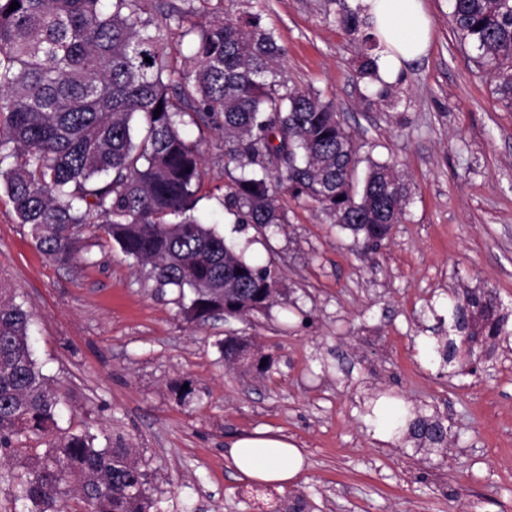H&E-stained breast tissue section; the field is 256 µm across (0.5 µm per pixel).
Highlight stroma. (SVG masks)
I'll use <instances>...</instances> for the list:
<instances>
[{"label": "stroma", "instance_id": "35a3bbf8", "mask_svg": "<svg viewBox=\"0 0 512 512\" xmlns=\"http://www.w3.org/2000/svg\"><path fill=\"white\" fill-rule=\"evenodd\" d=\"M347 0H224L226 18L258 13L285 55L289 86L333 101L370 162L410 188L388 240L356 248L312 202L281 192L285 224L238 223L220 199L231 177L224 139L187 125L205 176L199 214L248 260L270 267L278 294L243 319L188 320L178 295L95 225L80 258L48 260L0 193V274L31 314L33 357L59 390L61 432L138 450L158 512H512V103L492 70L453 33L449 0H426L432 41L422 63L381 98L359 73L360 34L340 22ZM492 292L507 336L477 348L478 370L448 377L427 352L448 329V299ZM248 336L264 374L225 364L220 343ZM191 383L180 400L176 388ZM421 409L448 428L446 457L376 438L367 409ZM270 429L300 448L288 484L242 478L238 438Z\"/></svg>", "mask_w": 512, "mask_h": 512}]
</instances>
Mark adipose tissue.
<instances>
[{
    "mask_svg": "<svg viewBox=\"0 0 512 512\" xmlns=\"http://www.w3.org/2000/svg\"><path fill=\"white\" fill-rule=\"evenodd\" d=\"M378 44L375 88L395 83L408 64L428 53L431 19L425 0H351ZM238 473L264 482L288 483L303 467L299 448L269 430L233 442L229 449Z\"/></svg>",
    "mask_w": 512,
    "mask_h": 512,
    "instance_id": "obj_1",
    "label": "adipose tissue"
}]
</instances>
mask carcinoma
Instances as JSON below:
<instances>
[{
	"label": "carcinoma",
	"instance_id": "cac0c4a2",
	"mask_svg": "<svg viewBox=\"0 0 512 512\" xmlns=\"http://www.w3.org/2000/svg\"><path fill=\"white\" fill-rule=\"evenodd\" d=\"M213 1L222 2L186 0L156 22L160 0H0V185L19 223L45 257L63 263L78 258L79 227L98 225L150 267L155 288L191 294L183 310L199 321L262 311L276 277L195 216L205 172L183 134L185 117L224 137L225 165L240 171L224 208L240 224L286 223L284 186L354 242L377 245L401 222L409 192L393 166L378 162L353 192L359 160L333 101L288 86L282 49L260 14L231 22ZM451 7L458 39L494 68L498 94L512 103V0ZM173 25L190 68L170 47ZM365 42L361 76L374 79L377 44ZM448 310V335L433 338L432 353L452 376L470 354L460 355L466 331L495 340L505 318L484 291L456 295ZM29 324L0 274V457L27 456L3 476L15 500L25 512H64L73 492L91 512H154L133 443L120 437L101 448L87 431L55 434L61 398L33 358ZM220 346L226 364L262 372L266 355L248 338L228 336ZM393 425L404 443L447 450L439 418L416 410Z\"/></svg>",
	"mask_w": 512,
	"mask_h": 512
}]
</instances>
